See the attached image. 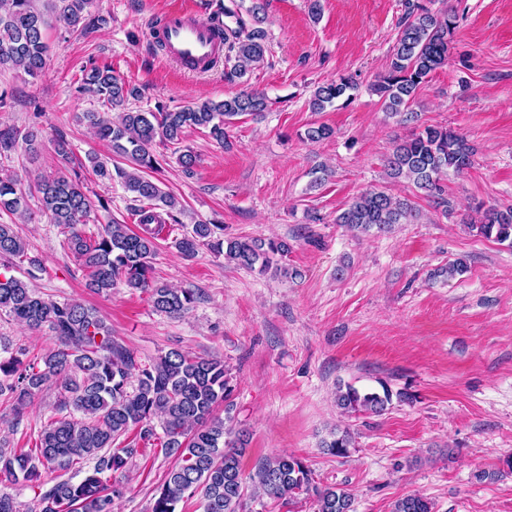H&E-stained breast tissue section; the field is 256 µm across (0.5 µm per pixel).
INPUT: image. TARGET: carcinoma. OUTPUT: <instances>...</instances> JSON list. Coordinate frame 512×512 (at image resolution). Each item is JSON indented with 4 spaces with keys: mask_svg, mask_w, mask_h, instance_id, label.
Wrapping results in <instances>:
<instances>
[{
    "mask_svg": "<svg viewBox=\"0 0 512 512\" xmlns=\"http://www.w3.org/2000/svg\"><path fill=\"white\" fill-rule=\"evenodd\" d=\"M91 0H0V69L18 68L33 80L46 75L50 46L46 31L63 28L82 33L101 18L89 16ZM252 24L226 6L224 16L235 18L236 27L224 26V69L231 79L248 81L251 71L264 61L267 51L263 7L249 8ZM457 28L455 11L439 16L417 0H405V11L391 49L386 70L377 76L372 91L387 112L408 111L416 91L429 75L448 63V51ZM356 89L351 76L341 75L316 87L310 100L314 112H322ZM78 92H89L103 100L106 112L77 115L110 144L112 151L130 163L131 170H111L107 162L91 156L92 173L101 181L117 175L127 191L148 205L136 210L142 231L112 221L101 230L86 235L95 207L108 210L107 201L93 202L85 191V177L77 170L67 175L72 163L68 143H57L59 171L41 176L36 182L40 212L51 223L69 229L67 246L85 271V287L106 293L121 282L133 290L149 294L153 308L169 316L189 311L197 300L192 289L172 288L154 277L152 259L157 252V228L179 223L177 199L162 191L152 179L141 175L159 170L153 153L156 144L175 146L179 162L186 169L196 164L189 149H180L188 129H207L216 141L225 143L224 125L240 115H256L269 108L261 93L242 89L221 101L208 100L177 110L163 104L152 109H133L130 101L140 93L113 74L108 65L82 69ZM120 109L117 117L110 110ZM32 146L37 134L12 128L0 131V148L10 149L17 139ZM473 149L466 138L452 128L427 126L397 143L384 160L387 176L408 181L432 196L441 192V176L452 170L461 173L473 165ZM0 211L26 221L31 217L29 195L11 177L0 178ZM416 217L413 205L382 190H370L357 197L338 216L336 223L359 235L389 233L396 224ZM478 235L512 247V207L489 208L477 220L469 221ZM208 246L237 265L260 275L296 278L285 258L290 246L276 238H226L224 225L200 222L192 225L177 243L179 252L191 257L200 246ZM27 245L12 224H0V256L21 259ZM0 314L33 332H44L56 341L49 353L27 357L19 346L4 345L0 351V397L13 400L16 419L23 418L31 400L53 385L60 390L58 411L40 430L35 447L0 448V475L11 482L20 480L37 487L41 469L67 470L93 463L83 479L55 482L38 493L32 512H112L114 500L125 486L104 478L107 472L126 468L137 454L136 445H158L172 459L158 486L151 512H176L180 502L200 498L203 512H240L245 491L290 501L300 494L315 496L317 512H353L351 493L343 488H319L305 462L286 452L262 459L255 471L246 475L241 457L249 445L242 431L224 425L218 409L233 392L224 361L192 356L171 348L148 362L112 338L95 310L74 300L46 299L29 284L13 276L0 278ZM360 390L352 385L338 387L336 405L348 414L380 416L392 404L410 399L409 394ZM134 439L124 447L117 442L130 432ZM353 436L346 429H333L321 441L323 452L346 457ZM393 512H432L427 499L408 495L394 504Z\"/></svg>",
    "mask_w": 512,
    "mask_h": 512,
    "instance_id": "1",
    "label": "carcinoma"
}]
</instances>
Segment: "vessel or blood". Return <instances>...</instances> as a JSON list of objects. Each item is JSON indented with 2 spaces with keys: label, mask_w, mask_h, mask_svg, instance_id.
Segmentation results:
<instances>
[{
  "label": "vessel or blood",
  "mask_w": 512,
  "mask_h": 512,
  "mask_svg": "<svg viewBox=\"0 0 512 512\" xmlns=\"http://www.w3.org/2000/svg\"><path fill=\"white\" fill-rule=\"evenodd\" d=\"M159 32L167 56L188 70L204 71L224 53L219 26L201 18L193 0H175L162 16Z\"/></svg>",
  "instance_id": "b4317fda"
}]
</instances>
